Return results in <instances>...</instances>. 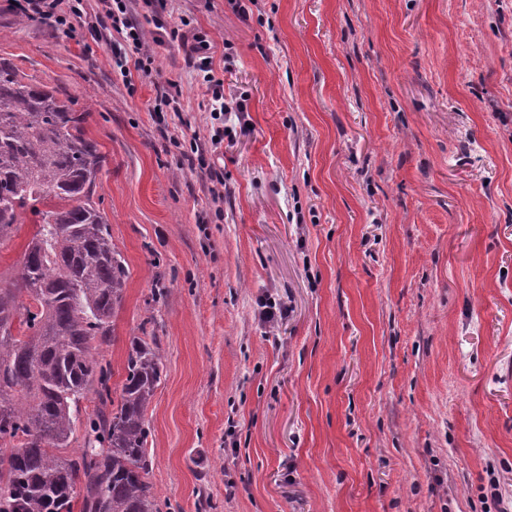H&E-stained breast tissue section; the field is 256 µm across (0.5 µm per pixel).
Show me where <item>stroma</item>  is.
I'll return each mask as SVG.
<instances>
[{"label": "stroma", "instance_id": "1", "mask_svg": "<svg viewBox=\"0 0 512 512\" xmlns=\"http://www.w3.org/2000/svg\"><path fill=\"white\" fill-rule=\"evenodd\" d=\"M126 3L148 68H114L100 0L73 37L0 0V56L107 157L128 280L102 353L116 396L131 338H158L163 512H512V0ZM174 28L244 106L218 145Z\"/></svg>", "mask_w": 512, "mask_h": 512}]
</instances>
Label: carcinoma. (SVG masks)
<instances>
[{
	"label": "carcinoma",
	"mask_w": 512,
	"mask_h": 512,
	"mask_svg": "<svg viewBox=\"0 0 512 512\" xmlns=\"http://www.w3.org/2000/svg\"><path fill=\"white\" fill-rule=\"evenodd\" d=\"M84 121L0 57V241L19 212L37 217L22 264L0 278V512H161L147 481L146 415L163 356L155 333L133 337L120 398H111L99 344L128 269L93 201L106 155ZM90 393L100 407L79 454L65 457Z\"/></svg>",
	"instance_id": "carcinoma-1"
}]
</instances>
